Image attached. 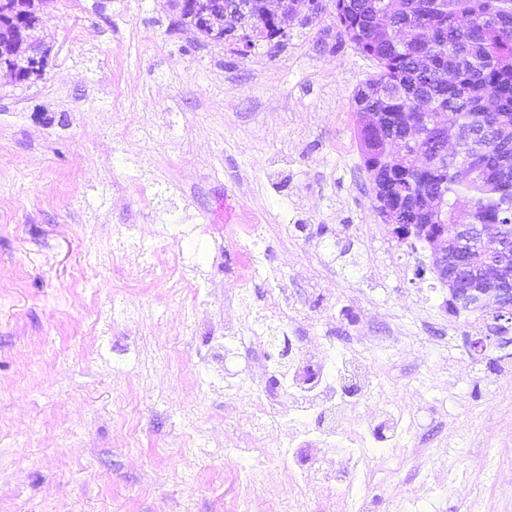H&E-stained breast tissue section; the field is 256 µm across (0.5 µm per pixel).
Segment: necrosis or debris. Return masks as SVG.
Returning <instances> with one entry per match:
<instances>
[{
    "label": "necrosis or debris",
    "mask_w": 512,
    "mask_h": 512,
    "mask_svg": "<svg viewBox=\"0 0 512 512\" xmlns=\"http://www.w3.org/2000/svg\"><path fill=\"white\" fill-rule=\"evenodd\" d=\"M270 306L271 336L256 333L244 338L235 327L224 329L225 350L261 358L278 377L276 385L261 387L247 416L249 430L240 451L272 455L299 470L305 486L334 483L352 491L364 471L367 443L365 434L347 432L345 424L361 399L378 394L361 355L369 340L349 332L331 336L323 356L314 357L304 346L305 326L298 309L279 299ZM273 426L285 429L286 437L280 448L270 452L263 446L262 433ZM330 441L337 445L335 454L308 458L297 454L309 444Z\"/></svg>",
    "instance_id": "1"
}]
</instances>
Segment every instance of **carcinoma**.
Segmentation results:
<instances>
[{"mask_svg":"<svg viewBox=\"0 0 512 512\" xmlns=\"http://www.w3.org/2000/svg\"><path fill=\"white\" fill-rule=\"evenodd\" d=\"M39 15L54 0H0V62L20 66L11 46L16 3ZM268 41L286 36L274 11L306 24V0H246ZM340 32L376 72L353 94L369 176L380 180L376 210L386 224L411 227L431 252L457 258L467 298L454 313L491 312L512 320V304L486 299L512 289V266L491 259L479 240L448 233L453 224H497L512 233V0H327ZM398 141L397 153L388 145Z\"/></svg>","mask_w":512,"mask_h":512,"instance_id":"obj_1","label":"carcinoma"}]
</instances>
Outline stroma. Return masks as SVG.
Segmentation results:
<instances>
[{
	"instance_id": "stroma-1",
	"label": "stroma",
	"mask_w": 512,
	"mask_h": 512,
	"mask_svg": "<svg viewBox=\"0 0 512 512\" xmlns=\"http://www.w3.org/2000/svg\"><path fill=\"white\" fill-rule=\"evenodd\" d=\"M41 28L43 78L0 71V512H224L246 471V512H345L342 490L224 457L253 392L225 386L209 338L251 332L225 290L260 311L274 288L307 299L312 353L331 331L398 330L365 350L370 378L396 414L437 417L427 448L373 445L364 512H512V324L450 313L429 248L379 218L351 107L375 65L333 18L244 55L169 0H55ZM138 162L179 194H138ZM124 233L143 254L118 252ZM252 245L270 260L245 281ZM179 252L196 280L174 283Z\"/></svg>"
}]
</instances>
